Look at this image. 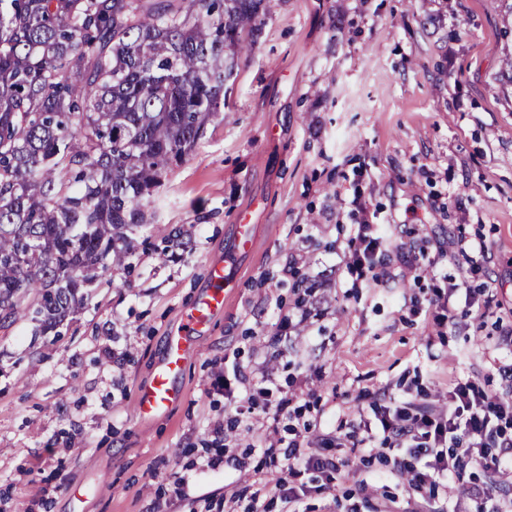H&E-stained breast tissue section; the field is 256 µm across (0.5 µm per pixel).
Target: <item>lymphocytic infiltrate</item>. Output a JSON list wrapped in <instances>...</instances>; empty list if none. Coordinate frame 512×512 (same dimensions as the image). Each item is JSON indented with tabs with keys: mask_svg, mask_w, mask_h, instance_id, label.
Returning <instances> with one entry per match:
<instances>
[{
	"mask_svg": "<svg viewBox=\"0 0 512 512\" xmlns=\"http://www.w3.org/2000/svg\"><path fill=\"white\" fill-rule=\"evenodd\" d=\"M510 414L511 403L466 378L451 384L436 405L390 400L374 421L352 419L346 437L368 454L386 446L400 448L390 473L407 477L414 493L432 496L439 487L458 485L475 502V512H512V497L503 494L504 478L512 474V434L502 422ZM283 461L286 478L260 484L252 494L254 501L276 497L286 512H305L309 488L300 484V477L316 472L329 485L341 473L335 459L303 450L296 437L289 439ZM470 467L483 470L485 480L465 483Z\"/></svg>",
	"mask_w": 512,
	"mask_h": 512,
	"instance_id": "lymphocytic-infiltrate-1",
	"label": "lymphocytic infiltrate"
}]
</instances>
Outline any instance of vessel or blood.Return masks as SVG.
<instances>
[{"mask_svg": "<svg viewBox=\"0 0 512 512\" xmlns=\"http://www.w3.org/2000/svg\"><path fill=\"white\" fill-rule=\"evenodd\" d=\"M209 287L191 308L182 332L169 337L166 356L152 381L140 388L134 411L138 417L159 415L181 398L182 393L173 383L184 365L192 337L200 335L207 327L214 312L224 305V267L216 263L208 269Z\"/></svg>", "mask_w": 512, "mask_h": 512, "instance_id": "vessel-or-blood-1", "label": "vessel or blood"}]
</instances>
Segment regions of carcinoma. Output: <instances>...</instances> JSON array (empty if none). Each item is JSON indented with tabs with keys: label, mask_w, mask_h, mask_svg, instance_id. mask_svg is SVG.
Segmentation results:
<instances>
[{
	"label": "carcinoma",
	"mask_w": 512,
	"mask_h": 512,
	"mask_svg": "<svg viewBox=\"0 0 512 512\" xmlns=\"http://www.w3.org/2000/svg\"><path fill=\"white\" fill-rule=\"evenodd\" d=\"M272 0H0V328L60 335L226 104Z\"/></svg>",
	"instance_id": "obj_1"
}]
</instances>
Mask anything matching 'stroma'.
I'll list each match as a JSON object with an SVG mask.
<instances>
[{"instance_id": "1", "label": "stroma", "mask_w": 512, "mask_h": 512, "mask_svg": "<svg viewBox=\"0 0 512 512\" xmlns=\"http://www.w3.org/2000/svg\"><path fill=\"white\" fill-rule=\"evenodd\" d=\"M510 31L501 0H273L224 110L146 201L138 236L150 245L130 273L90 288L65 335L0 329V512H245L256 483L281 477L272 459L292 426L348 462L307 512H348L360 481L393 462L335 447L355 414L455 378L500 393L497 367L512 361ZM364 219L386 255L355 279L346 259ZM174 229L189 246L165 261L161 233ZM459 235L488 245V274L466 277ZM217 262L224 309L187 354L182 401L138 419L137 387ZM288 264L318 284L300 324L282 322L296 306ZM464 280L487 285L489 307L438 326L449 284ZM266 374L291 400L287 419L259 392ZM218 422L233 463L212 469Z\"/></svg>"}]
</instances>
